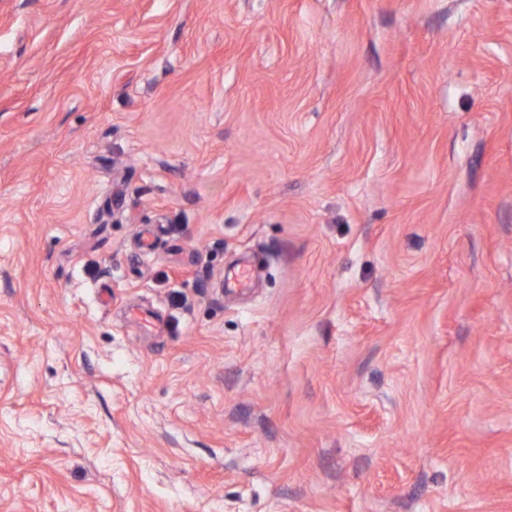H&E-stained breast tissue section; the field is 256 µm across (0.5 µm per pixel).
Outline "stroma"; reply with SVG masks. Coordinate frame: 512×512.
Returning a JSON list of instances; mask_svg holds the SVG:
<instances>
[{"label": "stroma", "mask_w": 512, "mask_h": 512, "mask_svg": "<svg viewBox=\"0 0 512 512\" xmlns=\"http://www.w3.org/2000/svg\"><path fill=\"white\" fill-rule=\"evenodd\" d=\"M0 512H512V0H0Z\"/></svg>", "instance_id": "stroma-1"}]
</instances>
